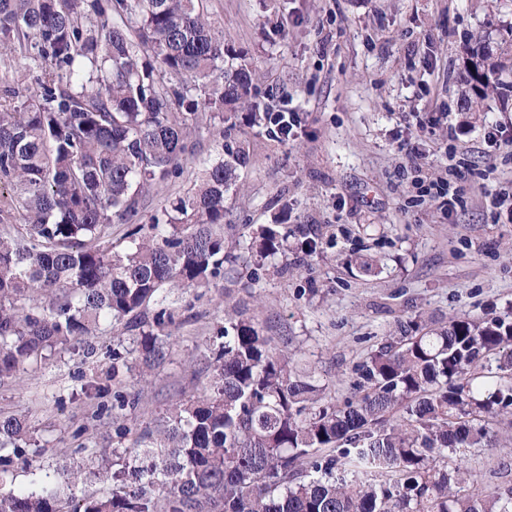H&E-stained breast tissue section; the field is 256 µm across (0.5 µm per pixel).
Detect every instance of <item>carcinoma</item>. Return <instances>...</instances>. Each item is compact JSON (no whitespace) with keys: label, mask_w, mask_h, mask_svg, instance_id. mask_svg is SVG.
<instances>
[{"label":"carcinoma","mask_w":512,"mask_h":512,"mask_svg":"<svg viewBox=\"0 0 512 512\" xmlns=\"http://www.w3.org/2000/svg\"><path fill=\"white\" fill-rule=\"evenodd\" d=\"M206 0H0V53L40 71L0 80V381L81 349L102 325L131 337L112 348L119 379L138 361L168 355L179 313L170 288H208L242 254L288 269V237L318 255L306 224H260L224 235L225 196L250 158L237 119L282 143L285 103L255 94L253 63L229 65ZM461 97L470 119L484 101L512 112V26L466 43ZM219 136L218 160L170 208L139 223L143 198L178 177L193 135ZM24 225V231L14 224ZM127 226V245L112 225ZM206 390L170 405L148 448H114L96 469H64L16 490L0 478V512H512V486L465 492L472 472L459 448H493L512 416V309L446 321L421 314L395 328L357 365L358 395L336 403L294 351L256 315L229 306L206 346ZM112 394L106 418L126 435L139 397ZM31 442L27 425L0 415V474Z\"/></svg>","instance_id":"1"}]
</instances>
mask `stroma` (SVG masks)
Returning <instances> with one entry per match:
<instances>
[{"label":"stroma","mask_w":512,"mask_h":512,"mask_svg":"<svg viewBox=\"0 0 512 512\" xmlns=\"http://www.w3.org/2000/svg\"><path fill=\"white\" fill-rule=\"evenodd\" d=\"M207 9L230 54L256 64L261 95L287 99L304 117L288 143L249 131L250 162L225 222L329 227L312 266L292 256L287 271L265 266L256 282L247 277L253 257L226 267L235 300L262 299L269 335L291 338L304 367L343 399L355 394L356 364L398 319L512 305V149L492 155L485 142L492 129L512 138V112L488 100L483 121L469 124L460 95L468 37L511 26L512 0H208ZM412 112L443 121L411 133ZM216 156L213 134L201 131L195 159L176 182L151 190L141 223L193 185L199 160ZM451 165L461 166L465 193L446 218L420 183ZM355 253L379 260L381 273L351 269L346 258ZM172 296L183 322L167 362L145 379L122 378V391L140 397L124 441L82 389L108 370L111 332L95 336L93 359L58 353L47 367L0 383V414L25 420L34 438L8 475L14 487L33 488L65 466L95 467L116 444L133 446L172 402L201 393L211 374L205 343L224 323V288ZM463 462L477 476L471 492L512 484V438L470 449Z\"/></svg>","instance_id":"obj_1"}]
</instances>
